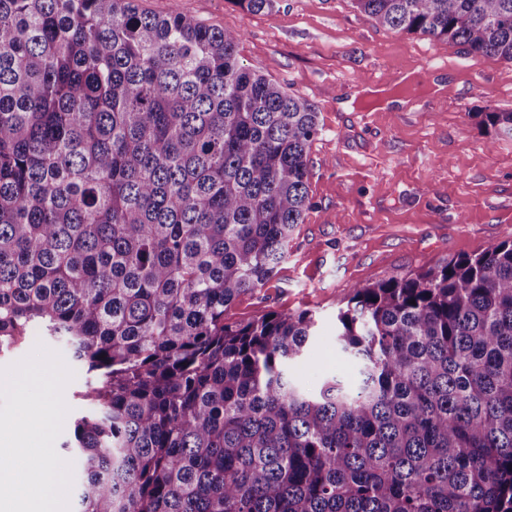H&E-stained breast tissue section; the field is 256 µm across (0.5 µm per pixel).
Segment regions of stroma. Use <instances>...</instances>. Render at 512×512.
Listing matches in <instances>:
<instances>
[{"mask_svg": "<svg viewBox=\"0 0 512 512\" xmlns=\"http://www.w3.org/2000/svg\"><path fill=\"white\" fill-rule=\"evenodd\" d=\"M244 32V65L304 97L322 132L309 153L313 206L288 259L229 320L309 309L319 320L295 381L316 389L348 374L336 358V313L348 289L473 255L512 240V138L482 125L512 112V62L464 46L395 33L352 0H275L251 13L238 0H138ZM381 89L368 101L366 88Z\"/></svg>", "mask_w": 512, "mask_h": 512, "instance_id": "stroma-1", "label": "stroma"}]
</instances>
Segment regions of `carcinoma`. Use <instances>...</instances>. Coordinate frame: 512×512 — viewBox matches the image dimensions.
Listing matches in <instances>:
<instances>
[{
    "mask_svg": "<svg viewBox=\"0 0 512 512\" xmlns=\"http://www.w3.org/2000/svg\"><path fill=\"white\" fill-rule=\"evenodd\" d=\"M353 2L512 62V0ZM243 37L0 0V347L39 326L85 373L75 512H512V241L350 287L354 373L312 392L311 311L224 318L288 259L322 131Z\"/></svg>",
    "mask_w": 512,
    "mask_h": 512,
    "instance_id": "obj_1",
    "label": "carcinoma"
}]
</instances>
